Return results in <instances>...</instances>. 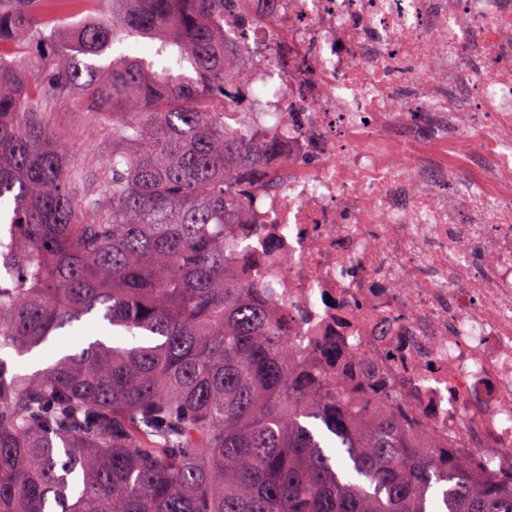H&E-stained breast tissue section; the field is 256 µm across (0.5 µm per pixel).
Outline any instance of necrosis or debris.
<instances>
[{
    "instance_id": "1",
    "label": "necrosis or debris",
    "mask_w": 512,
    "mask_h": 512,
    "mask_svg": "<svg viewBox=\"0 0 512 512\" xmlns=\"http://www.w3.org/2000/svg\"><path fill=\"white\" fill-rule=\"evenodd\" d=\"M246 3L276 179L225 237L242 278L354 410L512 477V0Z\"/></svg>"
}]
</instances>
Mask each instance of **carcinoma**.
Wrapping results in <instances>:
<instances>
[{
	"mask_svg": "<svg viewBox=\"0 0 512 512\" xmlns=\"http://www.w3.org/2000/svg\"><path fill=\"white\" fill-rule=\"evenodd\" d=\"M53 2L0 0V512H512L305 373L224 251L271 151L226 127L232 0H74L64 33ZM76 91L112 120L96 198L43 130ZM84 317L131 342L15 363Z\"/></svg>",
	"mask_w": 512,
	"mask_h": 512,
	"instance_id": "obj_1",
	"label": "carcinoma"
}]
</instances>
